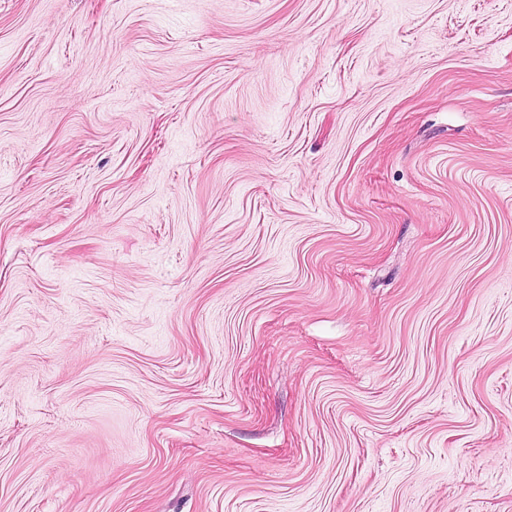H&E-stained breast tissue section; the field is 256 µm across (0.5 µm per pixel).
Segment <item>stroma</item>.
I'll list each match as a JSON object with an SVG mask.
<instances>
[{
	"mask_svg": "<svg viewBox=\"0 0 512 512\" xmlns=\"http://www.w3.org/2000/svg\"><path fill=\"white\" fill-rule=\"evenodd\" d=\"M0 512H512V0H0Z\"/></svg>",
	"mask_w": 512,
	"mask_h": 512,
	"instance_id": "stroma-1",
	"label": "stroma"
}]
</instances>
